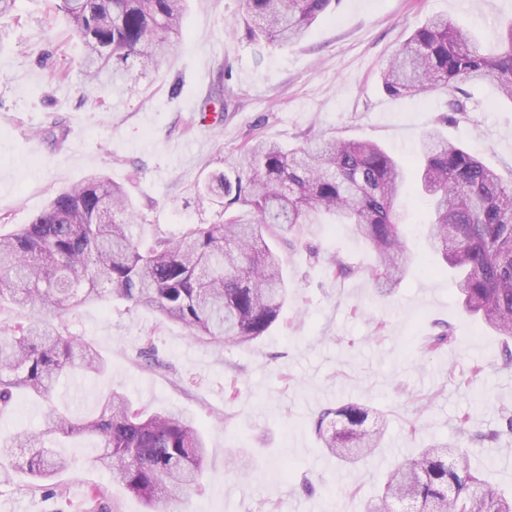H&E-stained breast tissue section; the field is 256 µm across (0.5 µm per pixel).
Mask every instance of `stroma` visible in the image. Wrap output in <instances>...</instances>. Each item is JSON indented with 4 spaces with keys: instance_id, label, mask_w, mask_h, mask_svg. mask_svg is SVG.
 I'll use <instances>...</instances> for the list:
<instances>
[{
    "instance_id": "stroma-1",
    "label": "stroma",
    "mask_w": 512,
    "mask_h": 512,
    "mask_svg": "<svg viewBox=\"0 0 512 512\" xmlns=\"http://www.w3.org/2000/svg\"><path fill=\"white\" fill-rule=\"evenodd\" d=\"M435 15L469 29L492 53L512 0H337L287 47L247 35L243 0H187L167 56L115 90L85 82L82 48L49 0H17L14 16L0 18V230L28 223L53 192L94 173L129 189L144 239L214 223V207L190 200L187 186L253 139L296 148L326 133L410 159L436 122L449 142L510 178L512 101L497 89L468 87L469 121L446 124L443 92L395 97L381 86L395 50ZM63 68L71 80L56 83L52 74ZM57 122L66 131L60 141L48 135ZM414 193L406 183L403 233L419 255L429 214ZM276 248L290 298L251 344L197 340L110 296L64 314L66 332L92 343L108 371L60 381L54 403L84 418L119 390L144 409L176 407L193 417L208 454L198 487L166 512H365L397 462L461 441L488 485L511 494L504 416L512 412V363L502 337L465 312L449 270L419 261L388 294L358 273L330 279L331 255L354 265L374 260L348 224H316ZM313 249L318 258H310ZM444 326L454 342L420 352ZM144 350L157 366L143 364ZM476 362L486 370L473 379ZM232 387L239 395L230 403ZM348 403L370 407L369 425L384 431L377 454L364 461L337 460L316 433L324 409ZM465 413L464 439L456 420ZM56 451L70 466L49 480L0 467V512H146L96 464V438H64ZM234 459L246 472L228 473Z\"/></svg>"
}]
</instances>
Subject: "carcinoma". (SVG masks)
<instances>
[{
  "instance_id": "carcinoma-1",
  "label": "carcinoma",
  "mask_w": 512,
  "mask_h": 512,
  "mask_svg": "<svg viewBox=\"0 0 512 512\" xmlns=\"http://www.w3.org/2000/svg\"><path fill=\"white\" fill-rule=\"evenodd\" d=\"M186 0H59L73 38L84 49L81 71L89 84L115 88L133 68L154 66L180 30ZM335 0H245L250 35L287 46L330 13ZM501 49L487 55L471 33L444 17L427 20L405 40L381 73L392 96L439 88L448 96V119H468L462 85L487 82L512 101V20L500 33ZM420 195L433 208L427 242L455 271L467 311L512 339V179L505 181L434 126L418 152ZM224 168L191 183L189 191L217 208L214 224H189L177 235L144 243L135 233L141 214L125 190L102 174L58 190L28 224L0 234V304L22 303L30 317L0 335V411L22 391L49 402L43 428L0 437V464L26 456L36 480H49L68 462L45 440L93 435L95 461L112 482L153 510L170 504L196 483L206 442L193 419L175 408L155 412L111 391L95 418L74 419L51 403L58 382L76 367L105 371L94 346L63 334L54 320L63 312L110 293L136 308L181 324L201 341L251 343L270 329L288 301L282 261L266 238L288 239L307 224H350L375 253L363 270L391 289L409 264L398 210L405 162L381 145L315 135L306 145L275 141L245 144ZM326 272L342 279L355 272L331 256ZM443 330L420 351L451 342ZM368 409L346 404L324 410L316 432L339 460L356 448L371 456L382 434L367 425ZM456 493L448 495V488ZM408 498L417 512H512V500L491 490L471 468L468 450L431 446L396 464L366 512H389Z\"/></svg>"
}]
</instances>
